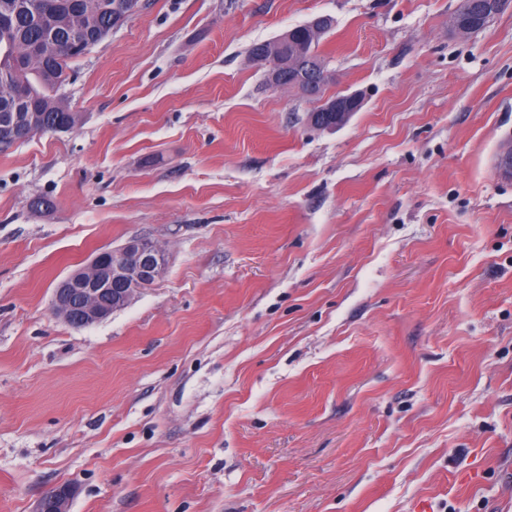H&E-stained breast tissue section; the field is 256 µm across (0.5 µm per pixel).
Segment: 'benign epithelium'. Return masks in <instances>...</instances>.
Listing matches in <instances>:
<instances>
[{"label": "benign epithelium", "mask_w": 512, "mask_h": 512, "mask_svg": "<svg viewBox=\"0 0 512 512\" xmlns=\"http://www.w3.org/2000/svg\"><path fill=\"white\" fill-rule=\"evenodd\" d=\"M103 10L111 15V25L101 33L104 38L114 26L135 11V3L126 4L125 11L120 12L107 0ZM67 47L70 56L78 57L91 47L90 37L76 32L68 38ZM361 105L362 99L356 94L338 97L325 106L335 117L328 121L315 113L311 123L320 130L340 128ZM59 130V126L44 124L40 113L31 107L25 122H5L0 125V140L17 144ZM164 267V255L157 246L145 240L131 239L119 247L98 253L89 263L64 279L54 291L52 311L76 327L99 322L126 307L142 285L162 275ZM69 498L67 487L55 488L41 499L39 512H68Z\"/></svg>", "instance_id": "benign-epithelium-1"}]
</instances>
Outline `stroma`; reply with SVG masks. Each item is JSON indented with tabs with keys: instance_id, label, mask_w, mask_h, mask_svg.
I'll return each instance as SVG.
<instances>
[{
	"instance_id": "35a3bbf8",
	"label": "stroma",
	"mask_w": 512,
	"mask_h": 512,
	"mask_svg": "<svg viewBox=\"0 0 512 512\" xmlns=\"http://www.w3.org/2000/svg\"><path fill=\"white\" fill-rule=\"evenodd\" d=\"M142 2L0 152V512H512V6ZM323 15L322 98L247 62ZM133 238L159 280L53 315ZM491 0H464L458 11L454 25L463 33H471L480 30L488 22L491 13L488 11ZM487 13V14H486ZM361 105L362 99L357 94L338 97L326 104L325 109L329 112H324V109L321 108V106L312 111L315 114L311 117V123L320 130H333L340 128L346 123L350 116L354 114V112H357L361 108ZM330 112L333 113V116L335 113V117L329 121L324 117L322 118V114H318ZM165 259L153 243L131 239L98 253L55 289L52 311L72 326L83 327L126 307L142 285L156 281ZM70 498V491L66 486L49 491L39 505V512H67Z\"/></svg>"
}]
</instances>
